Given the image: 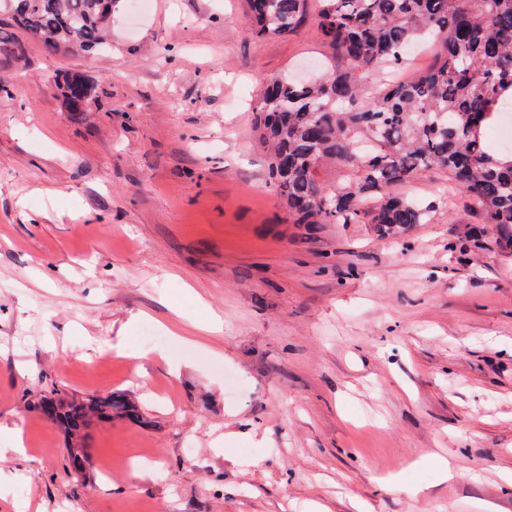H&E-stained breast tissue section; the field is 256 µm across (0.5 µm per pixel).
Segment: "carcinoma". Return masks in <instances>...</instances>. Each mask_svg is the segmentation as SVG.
<instances>
[{
    "mask_svg": "<svg viewBox=\"0 0 512 512\" xmlns=\"http://www.w3.org/2000/svg\"><path fill=\"white\" fill-rule=\"evenodd\" d=\"M309 0H250L247 23L258 39L285 37L302 23ZM13 25L52 51L99 48L112 16L101 0H0ZM320 39L344 60L299 82L274 75L256 106L268 173L295 224H372L382 236L427 221L430 206L392 192L425 171L448 172L455 189L496 246L512 251V150L484 133L512 102V0H317ZM436 47L433 64L394 78L375 94L367 71L402 69L420 38ZM67 108L84 112L94 88L66 82ZM338 166L336 179L322 177ZM40 410L72 436L88 416L140 420L120 395L68 401L45 396Z\"/></svg>",
    "mask_w": 512,
    "mask_h": 512,
    "instance_id": "1",
    "label": "carcinoma"
}]
</instances>
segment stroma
Wrapping results in <instances>:
<instances>
[{"mask_svg":"<svg viewBox=\"0 0 512 512\" xmlns=\"http://www.w3.org/2000/svg\"><path fill=\"white\" fill-rule=\"evenodd\" d=\"M247 11L114 0L110 48L54 53L0 14L22 46L0 55V426L27 447L0 512H512V254L442 171L400 187L434 209L396 236L290 223L255 107L328 50L311 20L255 39ZM71 75L96 87L79 114L43 90ZM52 387L142 419L92 421L74 473Z\"/></svg>","mask_w":512,"mask_h":512,"instance_id":"35a3bbf8","label":"stroma"}]
</instances>
